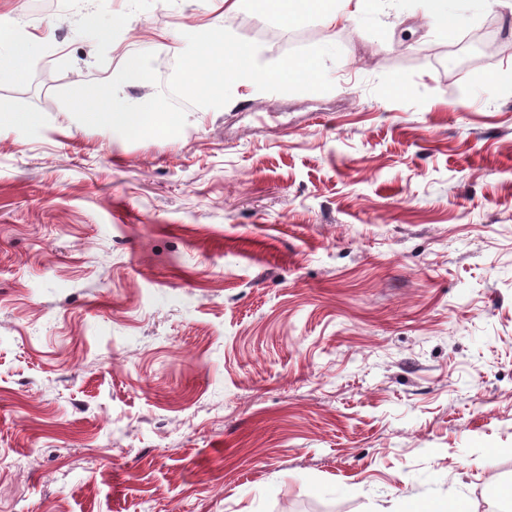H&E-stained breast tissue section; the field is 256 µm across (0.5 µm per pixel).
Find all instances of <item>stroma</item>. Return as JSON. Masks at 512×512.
<instances>
[{
    "label": "stroma",
    "instance_id": "stroma-1",
    "mask_svg": "<svg viewBox=\"0 0 512 512\" xmlns=\"http://www.w3.org/2000/svg\"><path fill=\"white\" fill-rule=\"evenodd\" d=\"M380 0L332 90L234 84L131 142L58 90L262 0H0L42 43L0 72V512H506L512 490V10ZM96 12L97 28L81 20Z\"/></svg>",
    "mask_w": 512,
    "mask_h": 512
}]
</instances>
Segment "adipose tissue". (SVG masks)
Instances as JSON below:
<instances>
[{
  "instance_id": "obj_1",
  "label": "adipose tissue",
  "mask_w": 512,
  "mask_h": 512,
  "mask_svg": "<svg viewBox=\"0 0 512 512\" xmlns=\"http://www.w3.org/2000/svg\"><path fill=\"white\" fill-rule=\"evenodd\" d=\"M276 21L290 28L312 18L333 23L352 20L368 10L370 0H266Z\"/></svg>"
}]
</instances>
